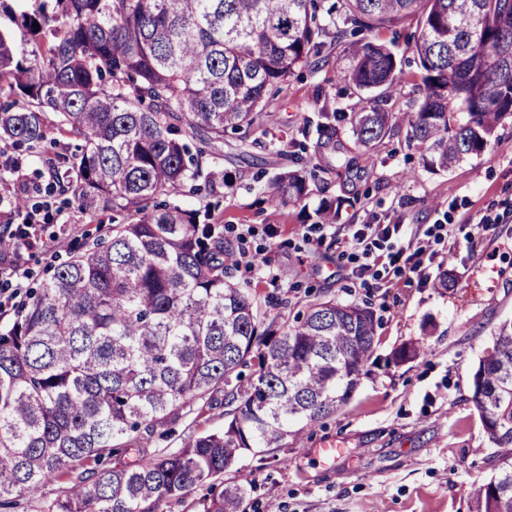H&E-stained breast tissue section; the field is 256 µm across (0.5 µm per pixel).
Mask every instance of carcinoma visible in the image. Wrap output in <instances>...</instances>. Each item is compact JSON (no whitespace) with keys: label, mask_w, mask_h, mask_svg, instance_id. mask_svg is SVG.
<instances>
[{"label":"carcinoma","mask_w":512,"mask_h":512,"mask_svg":"<svg viewBox=\"0 0 512 512\" xmlns=\"http://www.w3.org/2000/svg\"><path fill=\"white\" fill-rule=\"evenodd\" d=\"M0 10L34 44L14 55L0 32V140L36 149L82 138L79 161L51 164L45 192L73 189L81 210L131 218L76 250L0 327V507L15 509L45 483L73 481L42 512H172L246 453L286 448L350 401L378 323L358 304L316 299L293 319L261 311L231 279L232 247L209 210L149 207L224 171L212 153L252 128L268 88L324 62L325 36L346 47L347 78L369 105L351 116L372 150L390 125L408 127L428 172L481 155L512 117V0H38ZM417 16L422 101L389 108L400 82L393 51L372 34ZM39 27H33V23ZM269 200L309 195L298 170L267 183ZM339 207L323 201L317 223ZM424 354L404 344L403 363ZM254 367L243 378L242 368ZM224 392V426L174 452L106 462ZM471 402L503 453L476 493V512H512V324L473 375ZM234 485L199 501L238 512Z\"/></svg>","instance_id":"1"}]
</instances>
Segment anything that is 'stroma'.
<instances>
[{
    "instance_id": "obj_1",
    "label": "stroma",
    "mask_w": 512,
    "mask_h": 512,
    "mask_svg": "<svg viewBox=\"0 0 512 512\" xmlns=\"http://www.w3.org/2000/svg\"><path fill=\"white\" fill-rule=\"evenodd\" d=\"M417 19L403 18L377 31V43L394 47L403 74L395 111L420 101L419 69L409 45ZM344 43H333L319 69L301 66L265 97L266 135L254 143L226 134L218 165L226 175L214 194L179 195L187 209L209 207L238 261L234 279L260 305L283 299L289 314L314 297L369 307L380 338L350 403L309 427L301 442L243 456L225 483L245 489L240 512H473L474 489L488 482L498 453L470 401L473 375L501 326L512 324V118L481 156L440 173L424 170L407 143V128L393 125L382 145L361 149L349 117L366 105L346 77ZM338 114L334 136L302 134L319 110ZM304 138L302 158L316 171L305 201L271 205L267 180L294 162L278 156L281 141ZM77 138L62 135L45 153L0 142V226L20 224L16 198L41 199L50 177L46 155L75 156ZM351 160L350 171L336 167ZM342 206L336 223L319 224L321 200ZM53 249L0 251L19 267L15 297L0 303V326L14 319L35 278L69 257L71 249L104 236L111 211H82L72 193L53 203ZM490 223H482V216ZM399 224L393 248L414 253L429 245L420 274L381 268L373 287L350 270L336 272L341 251L352 248L360 224ZM424 343L419 359L397 363L401 345ZM224 396L168 426L147 450L175 451L194 435L222 427Z\"/></svg>"
}]
</instances>
